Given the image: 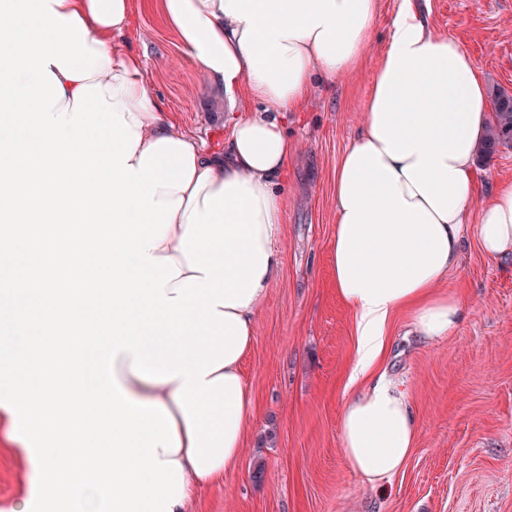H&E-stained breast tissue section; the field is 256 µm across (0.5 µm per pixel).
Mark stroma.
Returning <instances> with one entry per match:
<instances>
[{"label":"stroma","mask_w":512,"mask_h":512,"mask_svg":"<svg viewBox=\"0 0 512 512\" xmlns=\"http://www.w3.org/2000/svg\"><path fill=\"white\" fill-rule=\"evenodd\" d=\"M124 39L144 57L157 100L206 150L224 151L229 102L181 49L158 7L134 0ZM431 27L455 35L487 91L512 93V0H421ZM396 0H382L365 65L316 82L289 114L282 264L243 362L256 402L239 466L204 489L194 512H512V269L467 238L441 290L466 291L464 318L434 343L395 316L381 369L417 420L403 470L376 486L347 462L339 412L354 392L353 316L333 284V175L365 117L372 72Z\"/></svg>","instance_id":"stroma-1"}]
</instances>
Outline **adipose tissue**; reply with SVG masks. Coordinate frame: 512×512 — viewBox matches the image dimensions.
Segmentation results:
<instances>
[{
    "instance_id": "adipose-tissue-1",
    "label": "adipose tissue",
    "mask_w": 512,
    "mask_h": 512,
    "mask_svg": "<svg viewBox=\"0 0 512 512\" xmlns=\"http://www.w3.org/2000/svg\"><path fill=\"white\" fill-rule=\"evenodd\" d=\"M183 50L230 99L260 102V109H232L220 156L190 143L162 110L148 85L144 63L123 40L132 0H63L60 15H79L88 46L103 52L91 77L107 102L117 103L140 148L170 138L186 142L195 172L188 189L158 188L156 200L181 199L163 241L151 254L168 257L181 271L166 284L173 292L190 269L180 248L195 202L239 181L259 198V241L267 267L244 306L234 307L254 331L262 298L281 266L279 229L290 144L285 115L306 103L315 78H333L365 61L380 0H160ZM490 103L473 61L459 41L437 33L419 0H397L389 43L366 102L365 121L335 174L336 225L330 243L334 285L352 310L356 350L349 371L357 391L343 405L340 440L348 462L370 483L398 474L414 446L417 423L397 385L379 373L393 316L408 312L426 341L448 336L464 304L440 284L462 258L468 234L489 257H512V181L495 185L480 201L474 158ZM129 353L113 371L128 396L159 402L173 417L181 447L183 497L172 512H192L202 489L223 483L242 457L255 413L249 389L241 391L236 436L220 466L197 475L190 439L174 395L180 379L150 382L133 375ZM13 417L0 406V450L17 475V491L0 512H22L34 469L22 442L11 439Z\"/></svg>"
}]
</instances>
